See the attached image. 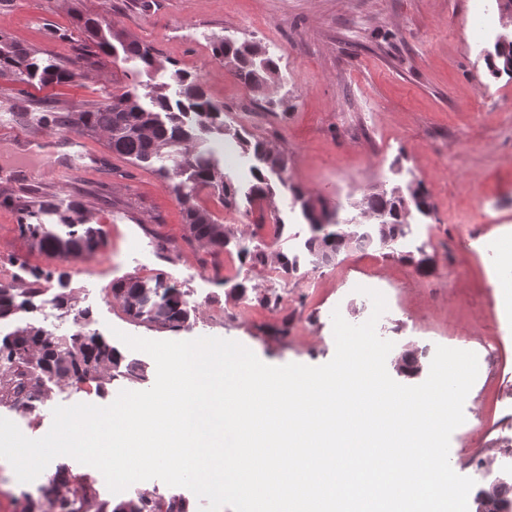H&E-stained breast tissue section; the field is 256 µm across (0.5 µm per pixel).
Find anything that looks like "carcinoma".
Returning <instances> with one entry per match:
<instances>
[{
    "instance_id": "cac0c4a2",
    "label": "carcinoma",
    "mask_w": 512,
    "mask_h": 512,
    "mask_svg": "<svg viewBox=\"0 0 512 512\" xmlns=\"http://www.w3.org/2000/svg\"><path fill=\"white\" fill-rule=\"evenodd\" d=\"M73 18L84 32V43L75 58L66 63L45 51L24 47L0 36V78L17 83L36 82L42 86L64 84L72 81L81 67H102V58L112 56L118 49L126 57L139 60L148 71L157 66L155 50L149 44L78 9L73 10ZM211 50L260 97L266 111L275 112L283 107V100L268 95V87L278 74L279 66L259 43L215 36ZM486 65L495 77L502 73L512 77V41L497 42L494 51L486 55ZM169 79L178 86L175 99L162 88L153 86L144 94L149 99L147 106L141 103V97L125 92L92 110L42 113L39 122L63 130L94 132L105 139L112 153L136 164L150 167L156 161L162 162L157 172L183 205L190 239L207 245L213 253L233 242L241 264L269 266L286 276L299 274L298 256L283 251L268 253L250 240L236 236L230 228L217 223L209 211L194 203V193L202 188L211 190L227 209L235 208L238 203L239 188L224 177L209 146L210 139L230 136L257 160L258 165L252 167L254 183L247 192L249 202L275 196L276 185L272 184L270 176H279V185L291 193L311 227L312 234L305 248L317 266L334 263L349 249L376 244L387 246L409 232V212L421 216L431 213L429 196L419 183L401 196L392 190H377L369 193L366 201L352 204L351 216L344 220L350 238L344 239L341 230L336 228L337 212L329 211L325 205L315 209L311 195L282 178L288 163L285 153L254 138L242 127L227 125L224 107L207 97L196 77L175 67L170 70ZM17 206L22 212L20 232L41 251L83 255L95 252L102 243L99 232L82 223L84 207L76 203L58 213L60 225L66 228L63 234L39 221L32 222L48 204L36 210L22 202ZM32 277V281L20 287H0V321L20 310L36 308V300L47 292L42 283L50 281L52 273L34 272ZM112 298L132 319L157 330L178 331L191 315L183 293L160 275L152 281L119 280L112 285ZM117 376L133 383L146 382L144 370L135 363H124L122 354L95 331L55 336L29 323L0 334V403L33 409L36 403L43 401L48 382L93 384L100 390ZM38 491L48 512H84V506L90 502L95 503L96 512H189L187 502L176 496L137 494L115 504L98 501L85 480L69 488V479L60 469L47 476ZM496 496L498 504L494 512H512V487L507 482H498Z\"/></svg>"
}]
</instances>
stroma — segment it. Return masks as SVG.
<instances>
[{
	"mask_svg": "<svg viewBox=\"0 0 512 512\" xmlns=\"http://www.w3.org/2000/svg\"><path fill=\"white\" fill-rule=\"evenodd\" d=\"M72 0H0V34L23 46L74 57L83 38L74 24ZM84 13L104 18L115 29L151 45L160 69L144 72L135 61L112 57L98 69H85L72 82L27 88L15 95L0 79V278L14 277L19 265L49 269L53 278L43 305L0 323V330L32 323L56 336L72 332L70 312L54 308L46 323L44 306L59 290L77 307L90 308L99 333L114 331L152 340L161 332L138 325L112 300V283L127 277L149 280L164 275L184 292L192 313L175 341L219 337L237 341L262 362L311 366L335 353L332 313L358 325L371 315V300L357 286L381 291L388 314L378 335L394 344L388 373H396L399 353L415 352L421 365L399 383L417 385L428 376L436 346L475 352L491 336L502 345L501 380L478 375L464 403V423L452 434L449 460L454 471L477 487L505 478L506 470L472 465L467 449L480 447L493 421H500L498 446L512 449V288L503 285L501 248L512 239V78L492 77L484 58L496 39L512 37V19L495 15L481 41L466 42L472 0H79ZM260 43L276 59L271 88L286 98L284 112L262 113L244 122L256 107L255 95L211 55L213 36ZM196 75L208 96L222 104L227 122L288 153L289 183L328 204L349 206L364 193L419 182L428 191L430 218H412L409 233L394 250L380 247L341 253L326 267L305 258L309 224L293 212L289 193L279 192L273 207L223 208L202 190L197 204L235 233L253 236L267 250L302 257L297 277L273 275L240 263L235 246L218 256L189 239L182 206L155 169L113 154L102 138L80 134L81 165L70 168L71 132L46 127L18 115L22 102L90 110L124 92L144 94L167 83L168 63ZM54 152L64 172L43 180L35 171L38 151ZM48 196L53 211L42 214L48 227L57 210L79 199L89 223L102 232L91 254L66 259L33 247L21 235L16 197ZM285 222L273 235V215ZM426 253L430 274H419L407 256ZM245 283L240 298L230 283ZM278 297V308L265 306ZM287 336H280V327ZM128 384L113 380L105 391L83 384L51 386L34 410L0 404V417L30 438L44 436L57 406H106ZM38 482L22 483L0 459V512H44Z\"/></svg>",
	"mask_w": 512,
	"mask_h": 512,
	"instance_id": "1",
	"label": "stroma"
}]
</instances>
